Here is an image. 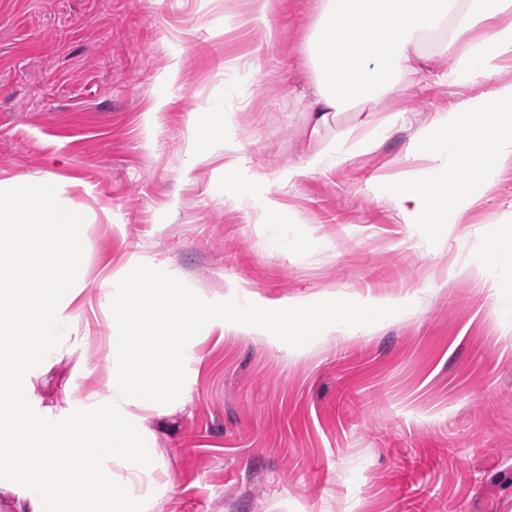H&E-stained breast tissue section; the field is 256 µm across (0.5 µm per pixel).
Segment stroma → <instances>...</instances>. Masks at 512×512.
<instances>
[{
    "label": "stroma",
    "mask_w": 512,
    "mask_h": 512,
    "mask_svg": "<svg viewBox=\"0 0 512 512\" xmlns=\"http://www.w3.org/2000/svg\"><path fill=\"white\" fill-rule=\"evenodd\" d=\"M317 3L272 0L269 39L246 0H0V182L55 177L90 244L88 308L34 392L59 407L76 386L106 392L102 278L131 259L229 315L248 297L333 302L336 326L294 349L236 327L200 338L188 401L146 421L179 478L154 512H402L404 474L423 512H512V240L485 234L512 207V170L462 230L383 199L426 165L404 156L448 100L436 59L383 103L406 125L379 150L293 174ZM218 107L239 168L226 180L219 154L182 179L186 130ZM270 206L290 223H255Z\"/></svg>",
    "instance_id": "35a3bbf8"
}]
</instances>
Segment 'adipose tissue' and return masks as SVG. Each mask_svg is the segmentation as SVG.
Here are the masks:
<instances>
[{"instance_id": "ef3b65f1", "label": "adipose tissue", "mask_w": 512, "mask_h": 512, "mask_svg": "<svg viewBox=\"0 0 512 512\" xmlns=\"http://www.w3.org/2000/svg\"><path fill=\"white\" fill-rule=\"evenodd\" d=\"M450 94L414 139L427 167L392 185L389 198L409 224H462L512 162V0H320L304 42L309 73L298 101L316 147L302 175L378 150L405 120L378 106L419 82L434 59ZM224 138L222 110L189 131L186 153L209 158ZM53 177L14 178L0 192V265L14 277L0 289V489L18 512H151L178 485L145 424L186 398V367L202 333L224 326V308L129 265L107 288L112 356L108 392L73 390L59 412L41 408L31 376L50 361L79 316L75 272L88 248L82 216L54 202ZM249 332L287 344L313 324L336 319L335 305L299 313L248 304Z\"/></svg>"}]
</instances>
